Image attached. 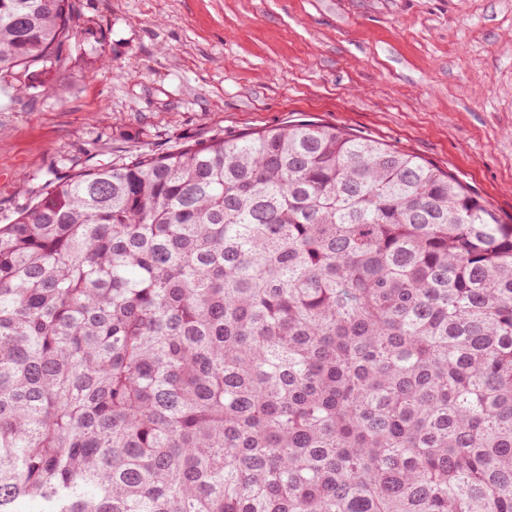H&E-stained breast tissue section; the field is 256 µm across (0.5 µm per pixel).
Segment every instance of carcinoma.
<instances>
[{
  "label": "carcinoma",
  "instance_id": "carcinoma-1",
  "mask_svg": "<svg viewBox=\"0 0 512 512\" xmlns=\"http://www.w3.org/2000/svg\"><path fill=\"white\" fill-rule=\"evenodd\" d=\"M72 0H0V77ZM0 512H512V224L297 122L47 183L0 225Z\"/></svg>",
  "mask_w": 512,
  "mask_h": 512
}]
</instances>
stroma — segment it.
I'll return each mask as SVG.
<instances>
[{
    "label": "stroma",
    "instance_id": "35a3bbf8",
    "mask_svg": "<svg viewBox=\"0 0 512 512\" xmlns=\"http://www.w3.org/2000/svg\"><path fill=\"white\" fill-rule=\"evenodd\" d=\"M73 3L64 62L0 79V224L89 164L300 121L411 152L512 221V0Z\"/></svg>",
    "mask_w": 512,
    "mask_h": 512
}]
</instances>
